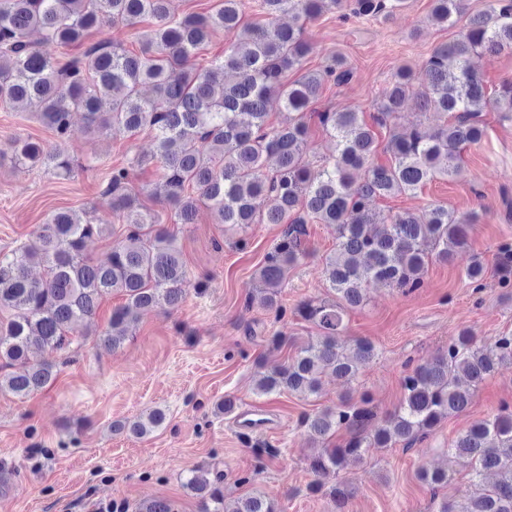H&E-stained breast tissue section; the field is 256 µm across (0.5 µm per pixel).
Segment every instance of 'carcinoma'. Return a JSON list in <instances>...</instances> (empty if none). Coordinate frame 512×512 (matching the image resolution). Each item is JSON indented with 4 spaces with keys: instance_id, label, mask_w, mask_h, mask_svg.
I'll return each instance as SVG.
<instances>
[{
    "instance_id": "cac0c4a2",
    "label": "carcinoma",
    "mask_w": 512,
    "mask_h": 512,
    "mask_svg": "<svg viewBox=\"0 0 512 512\" xmlns=\"http://www.w3.org/2000/svg\"><path fill=\"white\" fill-rule=\"evenodd\" d=\"M429 21L446 26L462 13L463 0H432ZM168 0H0V102L37 103L39 116L57 142L16 141L14 160L69 177L76 164L65 142L74 113L84 114L92 134L150 129L158 144L163 203L176 223L191 224L201 205L217 223L240 235L253 224H279V239L258 272L264 302L277 317L280 289L288 272L307 255L308 224H326L336 232V251L325 257V276L333 298L308 299L295 313L317 329L291 359L258 372L255 391L270 395L288 391L309 397L318 393L322 370L330 367L344 382L354 379L376 356L375 345L344 335L346 310L364 303L366 287L379 284L399 291L422 285L433 259L448 260L466 246L476 215L457 216L436 205L417 215H381L377 198L416 192L458 168L462 150L484 135L478 117L491 105L512 116V82L490 97L472 65L476 55L512 48V0H490L489 9L471 16L456 37L435 47L415 83L410 67L394 75L373 117L388 127L407 99L421 114L440 124L429 132L418 122L405 133L390 135L379 147L375 133L353 111L316 113L320 126L334 138L336 155L319 176H311L307 112L325 83L341 84L351 71L338 57L322 70L295 81L286 73L299 67L311 47L302 28L277 22L282 14L312 20L327 8L356 17L389 19L410 0H261L265 24L241 23V0H219L207 14L170 16ZM147 16L157 20L142 40L140 53L114 47L94 31L115 22L135 26ZM37 30L33 44L28 33ZM236 33V41L205 67L195 55L211 35ZM78 47L75 56L56 49ZM149 86L153 95L141 89ZM276 99L288 117L267 124L268 105ZM387 160L379 161V154ZM107 205L122 217L125 238L112 245L105 263L84 254L87 240L101 237L109 225L73 211H58L38 225L20 248L0 252V310L12 311L0 324V391L26 398L55 377L54 365L38 360V351H62L71 333L88 321L103 297L114 292L126 302L112 309L110 330L102 341L119 346L143 312L176 309L190 282L186 261L174 234L148 211L140 209L129 182V170L112 169L102 192ZM274 206L265 210L266 199ZM41 264L46 277L35 280L30 267ZM512 365V334L484 343L469 329L448 341L431 361L408 369L403 398L378 419L369 401L341 400L334 407L307 414V435L324 441L344 430L348 439L312 457L311 489L338 477L352 459L362 462L372 448L401 444L411 448L429 437L446 418L465 411L483 381L501 365ZM159 408L132 423L112 425L118 432L144 437L163 425ZM451 450L470 459L475 491L464 503L443 499L437 512H512V406L460 432ZM183 487L199 499L201 512H224L218 480L202 468L188 471ZM336 512H344L350 491L343 482L330 490ZM136 512H177L164 498L140 504ZM233 512H277L259 496L240 499Z\"/></svg>"
}]
</instances>
